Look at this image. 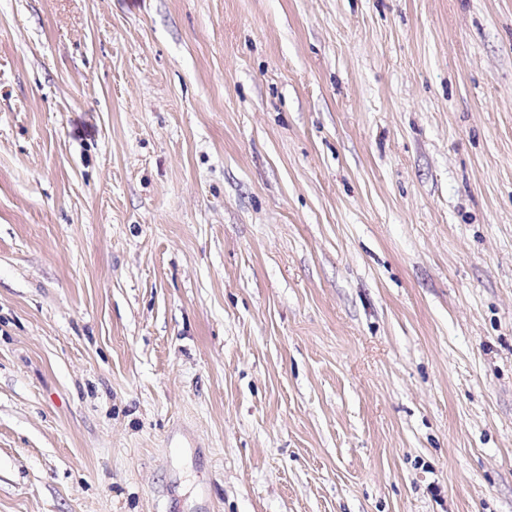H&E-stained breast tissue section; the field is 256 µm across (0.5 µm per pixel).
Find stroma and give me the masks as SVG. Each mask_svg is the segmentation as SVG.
Instances as JSON below:
<instances>
[{
  "label": "stroma",
  "instance_id": "1",
  "mask_svg": "<svg viewBox=\"0 0 512 512\" xmlns=\"http://www.w3.org/2000/svg\"><path fill=\"white\" fill-rule=\"evenodd\" d=\"M0 512H512V0H0Z\"/></svg>",
  "mask_w": 512,
  "mask_h": 512
}]
</instances>
